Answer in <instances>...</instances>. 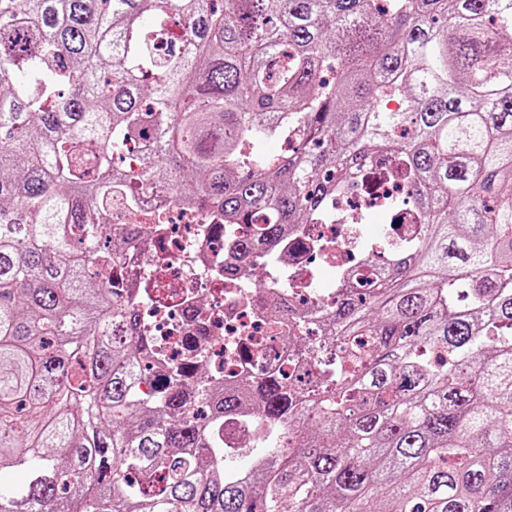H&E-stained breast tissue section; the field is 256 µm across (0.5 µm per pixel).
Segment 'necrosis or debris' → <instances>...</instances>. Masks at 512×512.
I'll use <instances>...</instances> for the list:
<instances>
[{"label":"necrosis or debris","mask_w":512,"mask_h":512,"mask_svg":"<svg viewBox=\"0 0 512 512\" xmlns=\"http://www.w3.org/2000/svg\"><path fill=\"white\" fill-rule=\"evenodd\" d=\"M164 206L172 222L162 240L146 235L131 260L139 281L147 285L141 321L148 335L164 345L168 368L199 360L213 376H230L240 370L237 353L242 348L249 351L253 368L283 363L288 346L267 318L286 293L281 280L271 279L260 288L251 271L243 274L242 288H224V257L230 247L223 235L209 233L210 213L185 209L173 197ZM312 232L334 241L338 267L357 269L365 279L376 277V269L355 255L352 225L318 224ZM285 265L307 282L294 291L299 309L313 314L331 302L335 292L317 277L307 253L292 250Z\"/></svg>","instance_id":"obj_1"}]
</instances>
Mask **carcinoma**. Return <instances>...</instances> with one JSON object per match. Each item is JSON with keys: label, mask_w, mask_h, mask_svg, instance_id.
<instances>
[{"label": "carcinoma", "mask_w": 512, "mask_h": 512, "mask_svg": "<svg viewBox=\"0 0 512 512\" xmlns=\"http://www.w3.org/2000/svg\"><path fill=\"white\" fill-rule=\"evenodd\" d=\"M511 38L512 0H0V512H512ZM380 153V274H337L307 378L142 392L112 210L266 214L234 288Z\"/></svg>", "instance_id": "cac0c4a2"}]
</instances>
